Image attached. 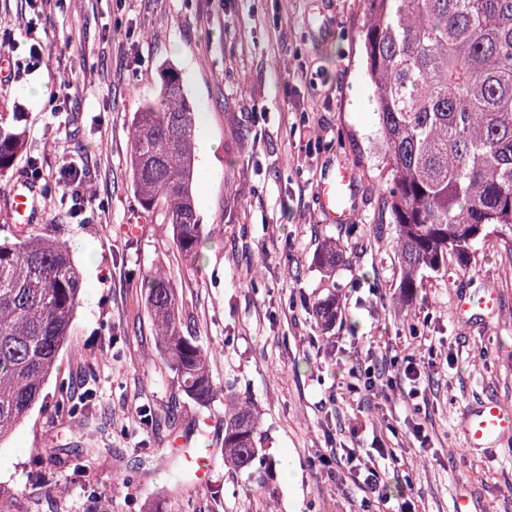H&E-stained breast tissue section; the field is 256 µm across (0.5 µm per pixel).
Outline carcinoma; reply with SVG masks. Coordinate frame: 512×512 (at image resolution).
<instances>
[{
  "mask_svg": "<svg viewBox=\"0 0 512 512\" xmlns=\"http://www.w3.org/2000/svg\"><path fill=\"white\" fill-rule=\"evenodd\" d=\"M361 30L378 115L379 142L393 172L384 210L394 225L400 293L413 300L422 270L453 260L471 268L474 245L493 234L512 256V0H363ZM196 112L178 77L134 113L128 152L138 202L161 206L185 255L207 239L193 198ZM26 132L0 116V177L12 172ZM0 243V445L39 401L67 343L81 303L80 273L66 241L15 225ZM346 255L324 245L319 263L335 269ZM158 329L159 354L185 396L216 393L212 349L183 331L174 288L161 272L139 282ZM326 325L336 296L312 305ZM89 395L69 396L58 413L84 414ZM224 408V461L249 471L260 457L254 408L230 393Z\"/></svg>",
  "mask_w": 512,
  "mask_h": 512,
  "instance_id": "obj_1",
  "label": "carcinoma"
}]
</instances>
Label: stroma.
<instances>
[{
	"mask_svg": "<svg viewBox=\"0 0 512 512\" xmlns=\"http://www.w3.org/2000/svg\"><path fill=\"white\" fill-rule=\"evenodd\" d=\"M362 0H0V113H20L26 149L0 179V239L12 241L11 190L29 161L44 178L66 163L86 174V211L38 201L83 269L71 335L41 400L0 447V512H379L348 452L378 460L388 506L419 512H512V435L495 452L469 448L464 409L495 399L512 410V260L494 237L472 269L423 271L412 303L387 224L391 180L375 145L378 119L358 31ZM49 53L28 69L27 28ZM174 72L196 117L195 203L210 230L185 257L161 213L134 193L128 137L134 112ZM66 105L53 111L49 92ZM353 182L350 217L331 219L318 186L332 169ZM346 249L329 272L326 241ZM96 276H88V265ZM171 281L185 331L214 350L216 386L255 407L272 474L224 463V397L187 398L159 355L138 276ZM496 292L493 315L458 318L455 299ZM336 295L335 323L312 304ZM421 371L408 398L399 367ZM388 369L392 387L350 390L355 367ZM91 392L84 420L56 414L60 385ZM149 409L153 424L139 413ZM90 448L74 476L67 450ZM331 465H323V457Z\"/></svg>",
	"mask_w": 512,
	"mask_h": 512,
	"instance_id": "stroma-1",
	"label": "stroma"
}]
</instances>
